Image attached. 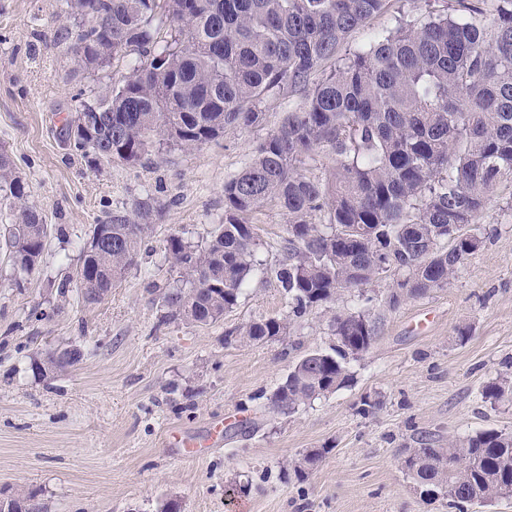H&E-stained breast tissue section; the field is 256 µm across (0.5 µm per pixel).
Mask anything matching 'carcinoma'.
<instances>
[{"label":"carcinoma","instance_id":"obj_1","mask_svg":"<svg viewBox=\"0 0 512 512\" xmlns=\"http://www.w3.org/2000/svg\"><path fill=\"white\" fill-rule=\"evenodd\" d=\"M387 0H66L79 16L56 48L87 72L138 54L129 76L93 98L77 96L65 119L69 152L97 169L141 165L155 144L183 150L216 140L227 127L265 119L268 103L291 93L278 125L239 171L224 181V221L204 247L178 235L165 256L182 285L161 295L163 321L209 325L238 302L256 274L275 278L288 311L228 331L224 340L265 343L314 306L336 301L395 269L388 304L450 284L483 243L476 218L496 182L512 175V0H491L487 23L432 14L401 19L366 49L334 64L348 35ZM335 167L322 177L318 153ZM28 184L0 149V255L23 279L35 274L48 225L29 203ZM287 216L285 258L266 266L254 257L250 216L265 205ZM159 208L135 201L92 225L98 248L82 249V299L97 303L123 278L153 231ZM452 241L448 249L442 242ZM330 329L341 343L303 356L270 403L291 414L337 391L347 364L372 345L378 321L337 312ZM52 352L31 360L47 377L75 366ZM512 395V377L483 388L495 403ZM312 449L294 462L302 476L322 458ZM403 466L426 501L443 497L465 512L474 501L512 496V432L487 429L434 448H407ZM0 512H42L20 497Z\"/></svg>","mask_w":512,"mask_h":512}]
</instances>
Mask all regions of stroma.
I'll list each match as a JSON object with an SVG mask.
<instances>
[{"label":"stroma","instance_id":"35a3bbf8","mask_svg":"<svg viewBox=\"0 0 512 512\" xmlns=\"http://www.w3.org/2000/svg\"><path fill=\"white\" fill-rule=\"evenodd\" d=\"M63 2L0 0V146L48 226L41 269L24 285L0 258V499L22 493L43 512H161L170 499L182 512H454L447 500L420 498L402 459L424 442L512 431V399L482 396L512 370V176L489 192L477 217L484 242L448 287L391 307L389 271L276 340L225 342L227 330L285 313L278 282L259 274L217 323H163L160 295L180 280L164 257L167 237L205 244L224 218L225 180L296 97L269 103L262 126L227 129L201 148L90 169L64 147L62 121L74 96L130 74L138 60L118 56L91 75L53 49L76 23ZM424 14V0H389L348 45ZM148 196L162 211L134 265L105 299L85 303L76 269L91 225ZM250 221L258 260L279 263L283 211L270 204ZM359 310L380 330L350 362L351 381L295 413L273 411L269 398L292 365L332 344L334 313ZM69 345L84 352L77 365L33 374L31 357ZM323 446L307 477L288 474Z\"/></svg>","mask_w":512,"mask_h":512}]
</instances>
